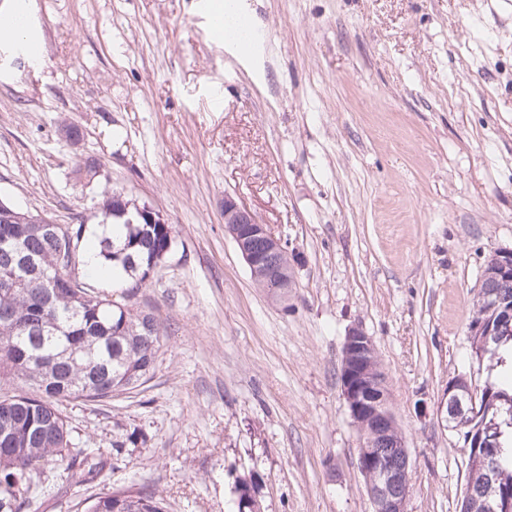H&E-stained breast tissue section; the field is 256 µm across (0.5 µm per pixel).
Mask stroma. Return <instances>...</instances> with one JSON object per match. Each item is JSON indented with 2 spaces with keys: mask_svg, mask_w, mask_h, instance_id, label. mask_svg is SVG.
<instances>
[{
  "mask_svg": "<svg viewBox=\"0 0 512 512\" xmlns=\"http://www.w3.org/2000/svg\"><path fill=\"white\" fill-rule=\"evenodd\" d=\"M208 2L30 0L40 64L0 46V200L91 235L114 191L175 229L134 298L167 331L150 378L63 403L102 468L44 473L39 512L111 486L237 512L247 475L261 512H371L340 384L354 327L406 441L408 512H459L468 450L438 404L455 375L484 378L468 318L512 249V0H245L248 59L210 37ZM228 194L287 241V300L225 233Z\"/></svg>",
  "mask_w": 512,
  "mask_h": 512,
  "instance_id": "35a3bbf8",
  "label": "stroma"
}]
</instances>
